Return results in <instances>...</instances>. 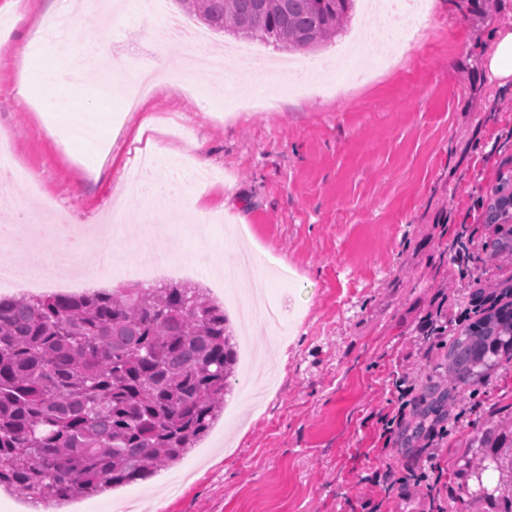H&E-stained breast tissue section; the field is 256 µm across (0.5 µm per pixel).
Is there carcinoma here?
Returning a JSON list of instances; mask_svg holds the SVG:
<instances>
[{
    "instance_id": "carcinoma-1",
    "label": "carcinoma",
    "mask_w": 512,
    "mask_h": 512,
    "mask_svg": "<svg viewBox=\"0 0 512 512\" xmlns=\"http://www.w3.org/2000/svg\"><path fill=\"white\" fill-rule=\"evenodd\" d=\"M215 33L314 51L345 32L356 0H176ZM512 224V173L486 199ZM512 256V229L489 244ZM512 359V307L488 309L448 344V386L425 387L407 442L447 414L460 386ZM237 352L224 309L201 288L99 289L0 297V486L42 502L91 497L180 460L224 408ZM487 512H512V432L473 441Z\"/></svg>"
}]
</instances>
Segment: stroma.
I'll use <instances>...</instances> for the list:
<instances>
[{
	"instance_id": "1",
	"label": "stroma",
	"mask_w": 512,
	"mask_h": 512,
	"mask_svg": "<svg viewBox=\"0 0 512 512\" xmlns=\"http://www.w3.org/2000/svg\"><path fill=\"white\" fill-rule=\"evenodd\" d=\"M62 12L75 19L73 49L98 54L117 85L148 64L163 26L136 0L110 19L98 0H30L31 22ZM504 28L512 29V0H427L417 38L392 68L288 93L266 80L273 47L257 45L252 75L228 77L193 69L189 42L165 57L176 92L140 112L113 103L126 128L121 144L104 120L91 140L47 134L53 116L38 100L17 103L15 84L25 55L55 67L52 47L28 44L21 26L0 31V136L40 185L0 184V199L12 203L0 220L30 223L47 201L75 225L98 226L121 210L122 270L98 285L137 283L136 231L153 205L125 188L140 163L136 129L151 114L161 120L151 149L158 162H177L175 183L196 186L200 153L214 175L205 220L160 216L167 252L192 269L159 271L157 283L193 284L221 299L216 263L251 276L224 247L239 228L286 318L274 329L247 307L228 309L240 340L266 355L238 366L209 435L176 466L69 500L61 512H365L368 501L374 512H445L468 499L471 440L512 419V360L462 390L450 419L414 447L401 443L414 409L387 439L380 419L397 372L415 370L421 388L448 381L447 341L419 350L425 321L456 318L471 292L512 285V260L491 256L496 227L481 221L499 174L512 171V86L486 66ZM106 147L111 160L91 179ZM457 250L466 266L453 261ZM428 456L442 472L432 489L404 497L367 482L383 464Z\"/></svg>"
}]
</instances>
